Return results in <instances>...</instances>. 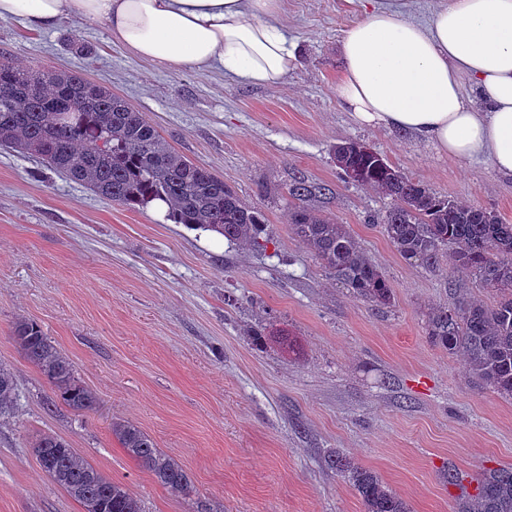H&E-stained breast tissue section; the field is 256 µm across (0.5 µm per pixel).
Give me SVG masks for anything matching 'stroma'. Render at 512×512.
Wrapping results in <instances>:
<instances>
[{"label":"stroma","instance_id":"stroma-1","mask_svg":"<svg viewBox=\"0 0 512 512\" xmlns=\"http://www.w3.org/2000/svg\"><path fill=\"white\" fill-rule=\"evenodd\" d=\"M302 64L281 84L218 70H160L113 44L101 22L33 32L0 20V60L75 70L146 113L162 138L222 177L269 224L265 250L216 248L210 233L98 197L0 149V366L18 412L0 421V512H83L40 469L42 433L66 439L144 512H363L340 454L375 471L412 512H455L488 469L512 467V397L433 344L429 308L497 293L450 257L403 259L380 221L387 199L343 182L333 148L363 143L432 192L512 223V178L486 158L355 122L336 97L340 40L365 0H282ZM96 53H76V42ZM330 185L317 209L347 226L393 290L378 307L329 275L287 224L295 177ZM37 322L98 401L77 411L12 339ZM138 426L193 489L164 488L112 434ZM459 474L461 486L444 481Z\"/></svg>","mask_w":512,"mask_h":512}]
</instances>
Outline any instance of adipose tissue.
<instances>
[{"mask_svg": "<svg viewBox=\"0 0 512 512\" xmlns=\"http://www.w3.org/2000/svg\"><path fill=\"white\" fill-rule=\"evenodd\" d=\"M282 0H0V20L47 31L75 16L160 69L219 68L249 85L282 83L298 47ZM340 104L363 125L425 138L458 161L486 157L512 176V0H448L429 23L394 0L341 38Z\"/></svg>", "mask_w": 512, "mask_h": 512, "instance_id": "adipose-tissue-1", "label": "adipose tissue"}]
</instances>
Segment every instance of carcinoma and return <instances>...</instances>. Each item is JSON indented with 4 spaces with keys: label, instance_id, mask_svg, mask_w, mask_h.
Listing matches in <instances>:
<instances>
[{
    "label": "carcinoma",
    "instance_id": "carcinoma-1",
    "mask_svg": "<svg viewBox=\"0 0 512 512\" xmlns=\"http://www.w3.org/2000/svg\"><path fill=\"white\" fill-rule=\"evenodd\" d=\"M356 145H336L340 178L356 172L357 184L390 200L382 224L398 253L408 261L434 264L450 247L459 267L499 293L493 305L470 302L431 309L426 334L448 352L462 353L467 372L512 396V224L494 210L434 194ZM0 148L36 157L102 199L133 208L161 200L176 224L204 228L246 247H264L268 219L260 207L244 203L223 179L167 145L143 113L76 71L0 61ZM330 193L327 185L301 176L293 180L288 188L292 233L353 294L377 306L390 304L393 291L382 271L345 225L313 205L314 198ZM13 339L65 404L76 410L95 407V395L76 380L70 360L37 323L15 322ZM17 400L16 380L0 365V420L15 413ZM112 433L162 486L173 492L192 488L179 463L136 426L114 423ZM34 450L41 469L83 512H143L135 496L64 438L44 434ZM329 462L348 473L365 512H410L375 472L339 455ZM457 512H512V467L485 471L476 492L459 498Z\"/></svg>",
    "mask_w": 512,
    "mask_h": 512
}]
</instances>
